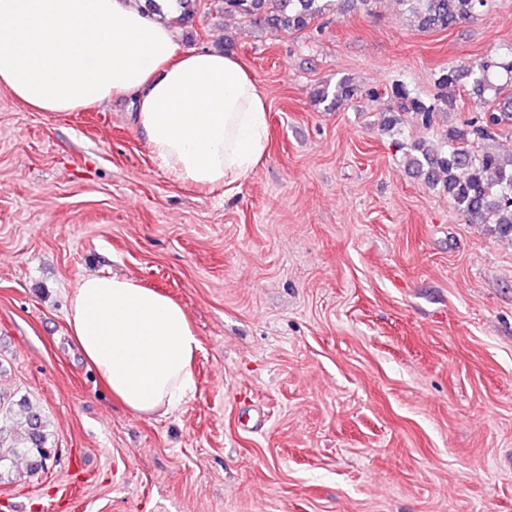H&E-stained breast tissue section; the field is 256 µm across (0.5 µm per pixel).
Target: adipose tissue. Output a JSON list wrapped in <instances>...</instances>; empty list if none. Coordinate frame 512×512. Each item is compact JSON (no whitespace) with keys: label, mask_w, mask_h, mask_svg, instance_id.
Wrapping results in <instances>:
<instances>
[{"label":"adipose tissue","mask_w":512,"mask_h":512,"mask_svg":"<svg viewBox=\"0 0 512 512\" xmlns=\"http://www.w3.org/2000/svg\"><path fill=\"white\" fill-rule=\"evenodd\" d=\"M0 87L38 112L131 96L153 157L178 181L233 195L268 146L267 103L234 56L181 50L167 16L138 0H0ZM83 357L130 410L190 390L200 342L181 305L137 281L93 275L67 314Z\"/></svg>","instance_id":"adipose-tissue-1"}]
</instances>
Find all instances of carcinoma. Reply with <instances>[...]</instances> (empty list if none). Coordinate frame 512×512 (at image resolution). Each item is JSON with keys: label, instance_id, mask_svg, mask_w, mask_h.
<instances>
[{"label": "carcinoma", "instance_id": "cac0c4a2", "mask_svg": "<svg viewBox=\"0 0 512 512\" xmlns=\"http://www.w3.org/2000/svg\"><path fill=\"white\" fill-rule=\"evenodd\" d=\"M224 12L231 15L258 17L272 30L300 32L330 10L336 0H223ZM407 11L418 18L423 29H448L460 25L481 12L488 0H402ZM504 75L512 82V58L486 55L461 69L450 67L443 71L438 84L454 87L468 80L471 94L482 99L488 92L493 99L479 115L466 119L446 130V150L430 158L412 157L417 169L430 164L439 174L428 181L429 186L448 195L457 211L468 224L493 223V232L512 238V149L496 145L504 126H512V94L494 83ZM358 95L349 82L335 88L326 85L314 93V102L327 104L332 110ZM391 101L402 112H414L422 125L429 127L437 113L456 107V99L444 97L441 103L425 101L414 96L404 84L392 89ZM30 445L24 451L36 455L30 471L44 467L51 449L46 447V435L39 418H32Z\"/></svg>", "mask_w": 512, "mask_h": 512}]
</instances>
